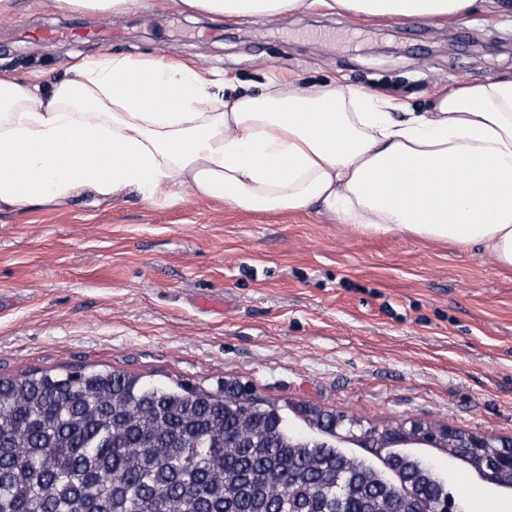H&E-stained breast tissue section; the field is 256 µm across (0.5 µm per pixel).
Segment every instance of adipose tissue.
<instances>
[{
  "mask_svg": "<svg viewBox=\"0 0 512 512\" xmlns=\"http://www.w3.org/2000/svg\"><path fill=\"white\" fill-rule=\"evenodd\" d=\"M216 17L305 0H182ZM475 0H331L385 19L465 20ZM187 63L102 55L51 89L0 73V211L126 194L256 212L323 203L376 233L480 244L512 268V78L456 85L431 111L331 84L273 83L217 102Z\"/></svg>",
  "mask_w": 512,
  "mask_h": 512,
  "instance_id": "1",
  "label": "adipose tissue"
}]
</instances>
